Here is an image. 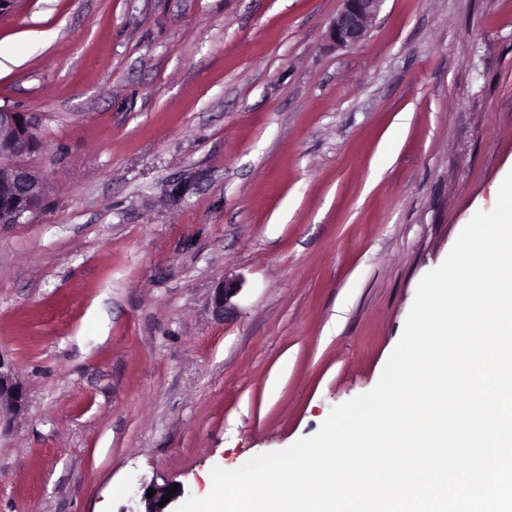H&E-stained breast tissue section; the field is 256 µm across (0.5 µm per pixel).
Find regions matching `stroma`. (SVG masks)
<instances>
[{
  "label": "stroma",
  "instance_id": "35a3bbf8",
  "mask_svg": "<svg viewBox=\"0 0 512 512\" xmlns=\"http://www.w3.org/2000/svg\"><path fill=\"white\" fill-rule=\"evenodd\" d=\"M12 0L0 107L46 186L0 227V512H143L373 389L512 172V0ZM243 281L225 313L213 295ZM340 1L341 8L330 22L327 37L335 47H353L366 38L368 22L380 11L385 0ZM32 118L23 112L0 108V155L20 157L32 152ZM0 361V425L4 413L14 414L22 408L23 390L9 370H3ZM167 488H171V491H173L172 485L152 486V487L145 488L144 493H143V499L146 502L147 507H146V510L143 512H176V511H171L168 509L172 505V503H174L181 496H183L184 488L182 485L177 484L178 492L175 494H171V498H169V501L163 507H159V503L161 501H163L162 497L165 494L169 493V491H167ZM148 489L155 490L154 496H152L151 498H147V490Z\"/></svg>",
  "mask_w": 512,
  "mask_h": 512
}]
</instances>
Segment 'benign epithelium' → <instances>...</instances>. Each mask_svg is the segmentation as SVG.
Here are the masks:
<instances>
[{"instance_id": "7a95c632", "label": "benign epithelium", "mask_w": 512, "mask_h": 512, "mask_svg": "<svg viewBox=\"0 0 512 512\" xmlns=\"http://www.w3.org/2000/svg\"><path fill=\"white\" fill-rule=\"evenodd\" d=\"M385 0H341V8L332 18L327 37L332 45L341 48L353 47L367 36L368 22L380 11ZM32 118L23 112L0 108V155L20 157L32 152ZM45 195V186L28 167L13 164L0 171V226L20 224L40 205ZM241 290L237 277L224 281L216 289L214 306L218 313H224L231 299ZM23 390L12 372L0 364V417L14 414L22 408ZM154 496L144 498L145 512H170L169 507L184 494L183 486L171 495L169 502L159 506L167 494V486L154 487Z\"/></svg>"}]
</instances>
